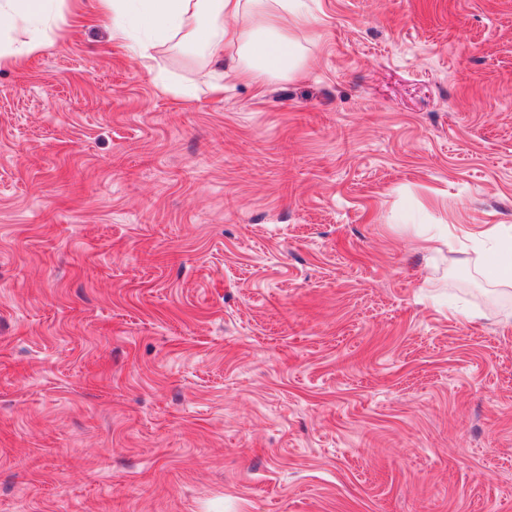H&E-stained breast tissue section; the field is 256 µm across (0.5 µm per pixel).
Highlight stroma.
<instances>
[{
  "mask_svg": "<svg viewBox=\"0 0 512 512\" xmlns=\"http://www.w3.org/2000/svg\"><path fill=\"white\" fill-rule=\"evenodd\" d=\"M311 9L220 98L94 0L0 69V512H512V328L417 247L512 227V0Z\"/></svg>",
  "mask_w": 512,
  "mask_h": 512,
  "instance_id": "obj_1",
  "label": "stroma"
}]
</instances>
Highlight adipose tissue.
<instances>
[{
  "mask_svg": "<svg viewBox=\"0 0 512 512\" xmlns=\"http://www.w3.org/2000/svg\"><path fill=\"white\" fill-rule=\"evenodd\" d=\"M66 0H0V69L24 63L57 36ZM111 37L145 70L157 47L187 42L209 75L208 91L223 95L225 80L264 84L293 77L305 66L296 37L312 27L306 0H96ZM470 241L475 253L492 252L484 270L500 299L512 298V228L487 224L462 232L435 229L422 238L437 254L449 239Z\"/></svg>",
  "mask_w": 512,
  "mask_h": 512,
  "instance_id": "obj_1",
  "label": "adipose tissue"
}]
</instances>
